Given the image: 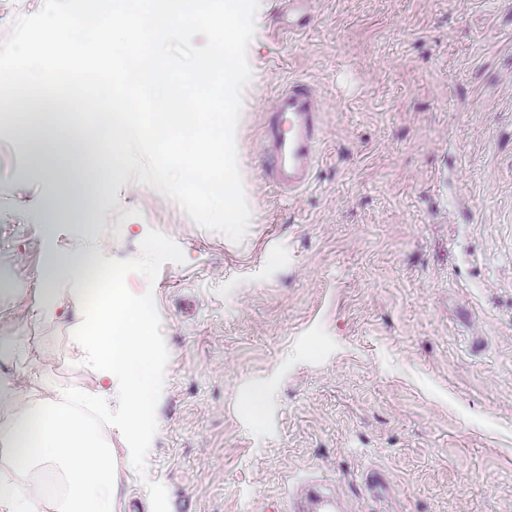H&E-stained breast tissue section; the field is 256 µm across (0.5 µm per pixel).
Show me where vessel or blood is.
Returning <instances> with one entry per match:
<instances>
[{
    "mask_svg": "<svg viewBox=\"0 0 512 512\" xmlns=\"http://www.w3.org/2000/svg\"><path fill=\"white\" fill-rule=\"evenodd\" d=\"M310 11V0H283V32L303 29ZM319 98L315 85L292 80L280 87L266 115L259 145L262 170L291 198L309 185L317 163L323 114Z\"/></svg>",
    "mask_w": 512,
    "mask_h": 512,
    "instance_id": "1",
    "label": "vessel or blood"
}]
</instances>
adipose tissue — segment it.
Instances as JSON below:
<instances>
[{
    "mask_svg": "<svg viewBox=\"0 0 512 512\" xmlns=\"http://www.w3.org/2000/svg\"><path fill=\"white\" fill-rule=\"evenodd\" d=\"M223 22L225 29L238 26L236 12L225 8L216 14L213 0H113L111 15L102 17L97 26L81 30L83 44L97 46L120 41L123 30L140 25L149 40L146 51L126 58V71L132 88L131 100L145 96L152 101L153 123L147 134L163 139L175 132L192 137H205L208 146L218 145L227 128L220 113L207 111L203 99L188 94L179 85L165 80L162 65L170 40L186 28L196 24ZM56 63L54 53L24 54L14 72L0 73V117L31 112L33 104L13 95L15 74H24L32 86H39L44 73ZM128 135V115L113 113L107 136H87L83 133L80 113H70L66 123H42L30 127L28 139L40 145L52 136L71 142L79 156L96 154L104 142L120 146ZM52 198L73 206H85L102 190L94 171L83 170L80 177H71L68 170L53 168ZM96 268L94 255H57L45 270L48 283L43 294L48 303H57L60 295L55 284L68 281L82 283ZM19 394L9 388H0V413H11L12 418L0 426V454L16 470L37 471L56 468L66 485L57 504H50L43 485L31 481L18 486L0 482V512H115L116 467L112 450L82 414L73 408L55 402L36 406H19Z\"/></svg>",
    "mask_w": 512,
    "mask_h": 512,
    "instance_id": "ef3b65f1",
    "label": "adipose tissue"
}]
</instances>
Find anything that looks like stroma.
Masks as SVG:
<instances>
[{
	"instance_id": "1",
	"label": "stroma",
	"mask_w": 512,
	"mask_h": 512,
	"mask_svg": "<svg viewBox=\"0 0 512 512\" xmlns=\"http://www.w3.org/2000/svg\"><path fill=\"white\" fill-rule=\"evenodd\" d=\"M93 0H0V71L42 39L50 14ZM261 0L253 75L236 131L252 213L241 242L196 225L136 173L115 183L103 154L48 149L106 185L90 205L50 207V177L0 123V381L26 403L66 387L98 391L72 337L80 296L42 307L57 254L131 259L149 230L185 262L153 289L170 352L148 476L119 472L115 512H290L314 480L345 512H512V0H312L311 22L278 33ZM109 80L76 58L50 90L124 109ZM317 85L324 109L310 185L295 198L261 171V128L288 80ZM267 395L262 415L247 398ZM384 471L389 488L366 493Z\"/></svg>"
}]
</instances>
